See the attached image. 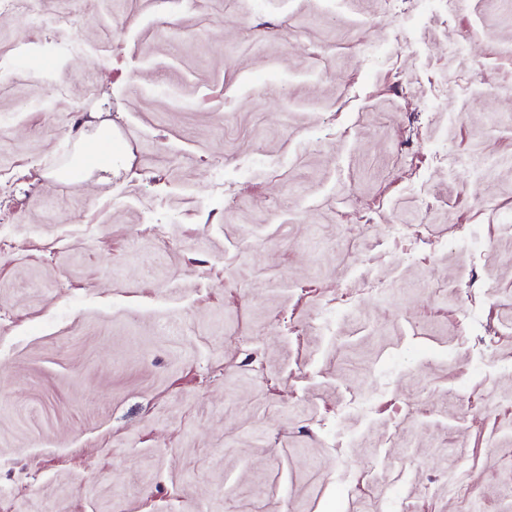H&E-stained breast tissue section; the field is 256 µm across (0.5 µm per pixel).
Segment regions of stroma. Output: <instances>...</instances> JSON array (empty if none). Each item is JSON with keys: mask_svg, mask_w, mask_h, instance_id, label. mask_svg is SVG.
<instances>
[{"mask_svg": "<svg viewBox=\"0 0 512 512\" xmlns=\"http://www.w3.org/2000/svg\"><path fill=\"white\" fill-rule=\"evenodd\" d=\"M0 176V512H512V0H20ZM118 131L112 128V124L102 121L94 124L91 137L98 144L107 147V151L101 154L93 163H87V155L82 150H77L71 160L54 172L51 177L54 179L66 180L75 178H88L94 172H110L118 164L123 163L127 151L121 141L115 138Z\"/></svg>", "mask_w": 512, "mask_h": 512, "instance_id": "1", "label": "stroma"}]
</instances>
